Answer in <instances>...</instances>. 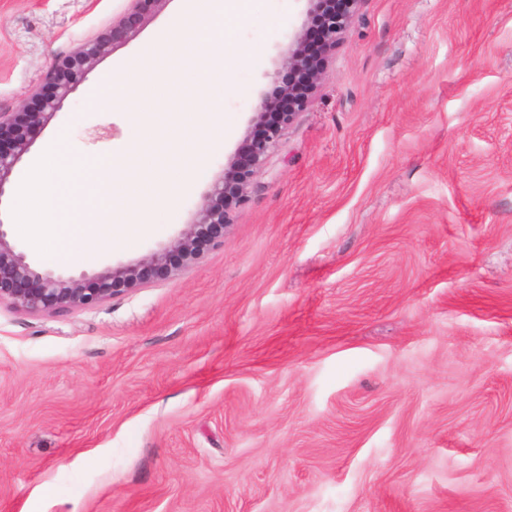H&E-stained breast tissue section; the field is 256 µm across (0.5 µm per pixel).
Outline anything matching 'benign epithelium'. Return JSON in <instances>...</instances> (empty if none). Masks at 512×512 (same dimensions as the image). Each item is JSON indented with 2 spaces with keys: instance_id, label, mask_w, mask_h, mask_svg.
<instances>
[{
  "instance_id": "benign-epithelium-1",
  "label": "benign epithelium",
  "mask_w": 512,
  "mask_h": 512,
  "mask_svg": "<svg viewBox=\"0 0 512 512\" xmlns=\"http://www.w3.org/2000/svg\"><path fill=\"white\" fill-rule=\"evenodd\" d=\"M162 2L129 0L128 7L110 30L54 60L30 102L14 112L0 113V197L5 194V185L16 165L29 151L31 133L62 108L73 85L88 77L109 46L134 37ZM358 3L359 0H337V11L325 19L320 32L323 57H328L343 38ZM307 38L305 31L295 34L284 51L288 69L301 77L306 91L291 83L283 87L280 95L287 107L270 120L266 119V103L260 102L255 131L241 147L245 160L231 162L225 169L224 180L213 185L193 222L170 247L135 264L108 266L91 276L75 277L32 264L24 252L17 250L0 220V303L7 302L14 310L30 315L90 308L112 299L129 286L171 275L179 269L174 258L184 263L196 259L202 241L213 245L224 243L227 228L235 223V210L246 200L253 179L296 117L308 106L309 91L322 77L324 64L313 62L307 50Z\"/></svg>"
}]
</instances>
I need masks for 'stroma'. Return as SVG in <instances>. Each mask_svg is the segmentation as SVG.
<instances>
[{
    "label": "stroma",
    "instance_id": "1",
    "mask_svg": "<svg viewBox=\"0 0 512 512\" xmlns=\"http://www.w3.org/2000/svg\"><path fill=\"white\" fill-rule=\"evenodd\" d=\"M110 48L54 133L103 158L94 88L180 12ZM129 0H0V112ZM308 0H265L176 239L289 79ZM0 512H512V0H360L305 111L196 264L85 310L0 304Z\"/></svg>",
    "mask_w": 512,
    "mask_h": 512
}]
</instances>
